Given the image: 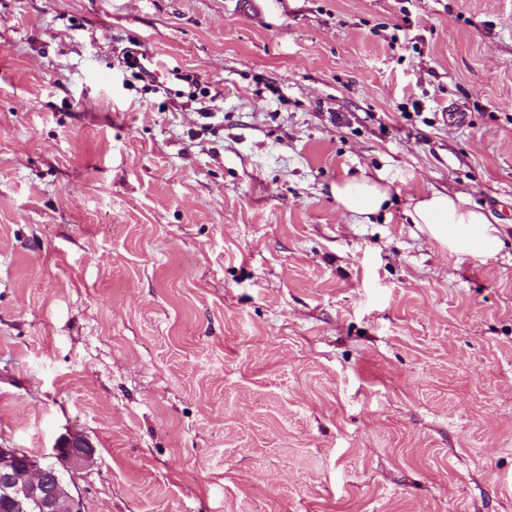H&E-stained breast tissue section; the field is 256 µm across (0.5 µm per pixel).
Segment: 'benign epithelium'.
<instances>
[{
	"instance_id": "7a95c632",
	"label": "benign epithelium",
	"mask_w": 512,
	"mask_h": 512,
	"mask_svg": "<svg viewBox=\"0 0 512 512\" xmlns=\"http://www.w3.org/2000/svg\"><path fill=\"white\" fill-rule=\"evenodd\" d=\"M95 455L96 447L86 435L70 431L57 439L51 457L72 475L93 462ZM48 471L39 457L0 447V497L8 505H29L38 512H81L80 498L68 491L65 481L46 479Z\"/></svg>"
}]
</instances>
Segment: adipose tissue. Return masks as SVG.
I'll list each match as a JSON object with an SVG mask.
<instances>
[{"label": "adipose tissue", "instance_id": "1", "mask_svg": "<svg viewBox=\"0 0 512 512\" xmlns=\"http://www.w3.org/2000/svg\"><path fill=\"white\" fill-rule=\"evenodd\" d=\"M331 192L342 211L361 224L390 200L391 185L378 171L336 181ZM407 214L450 254L489 259L504 247L499 226L463 195L436 190L418 195L411 198Z\"/></svg>", "mask_w": 512, "mask_h": 512}]
</instances>
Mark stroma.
Segmentation results:
<instances>
[{"label": "stroma", "instance_id": "35a3bbf8", "mask_svg": "<svg viewBox=\"0 0 512 512\" xmlns=\"http://www.w3.org/2000/svg\"><path fill=\"white\" fill-rule=\"evenodd\" d=\"M70 431L83 512H512V0H0V446ZM331 192L338 206L358 224H367L369 216L379 213L391 199V185L382 172L336 181ZM407 215L451 255L489 259L504 247L500 224L461 194L433 190L411 197ZM96 451V447L86 435L70 431L57 439L51 457L61 470L73 475L93 462Z\"/></svg>", "mask_w": 512, "mask_h": 512}]
</instances>
